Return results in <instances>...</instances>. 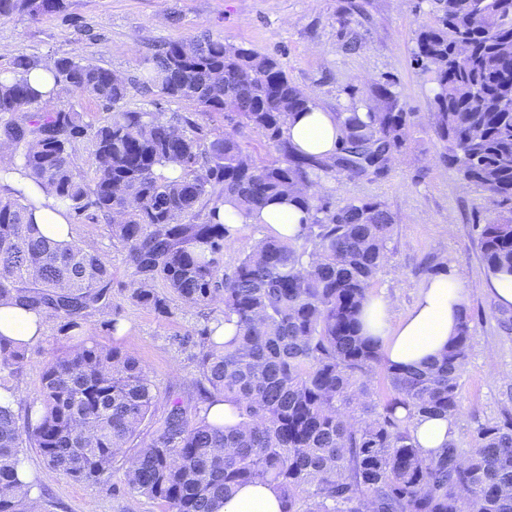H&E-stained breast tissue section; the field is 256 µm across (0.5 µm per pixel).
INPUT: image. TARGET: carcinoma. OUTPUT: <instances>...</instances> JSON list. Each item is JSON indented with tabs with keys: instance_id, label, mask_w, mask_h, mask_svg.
I'll use <instances>...</instances> for the list:
<instances>
[{
	"instance_id": "obj_1",
	"label": "carcinoma",
	"mask_w": 512,
	"mask_h": 512,
	"mask_svg": "<svg viewBox=\"0 0 512 512\" xmlns=\"http://www.w3.org/2000/svg\"><path fill=\"white\" fill-rule=\"evenodd\" d=\"M429 2L436 22L420 29L413 55L433 74V131L487 213L474 231L488 273L512 275V0ZM65 7L0 0V17L39 20ZM38 63L18 56L0 77V140L63 206L107 221L132 269L128 301L164 312L163 287L236 317L227 342L212 329L200 333L197 399L170 401L126 469L130 490L167 512H215L247 484L272 486L282 512H512V412L478 424L468 452L451 438L427 453L414 436L415 417L460 412L469 316L429 363H382L377 343L361 335L360 313L394 218L375 200L336 207L314 192L340 174H387L409 133V113L389 84L368 88L365 113L355 105L336 113V156L320 160L283 139L288 116L311 97L275 56L210 37L168 44L138 86L262 132L279 157L257 164L234 132L206 141L187 115L120 108L129 82L71 53L52 60L56 85L96 98L110 116L94 127L73 109L44 111L25 78ZM84 141L91 181L75 162ZM170 164L179 175L165 173ZM286 195L308 214L301 233L259 240L225 274L232 228L219 206L231 199L247 215ZM8 298L51 311L61 332L84 336L43 364L40 392L29 399L4 383L26 367L25 349L0 340V388L17 406L0 405V512H27L34 482L19 479L22 449H36L51 473L107 480L155 393L134 355L87 336V318L114 308L109 262L75 238L61 248L37 235L21 195L0 197V300ZM377 368L391 391L382 403L371 391ZM198 399L232 404L236 422L199 416Z\"/></svg>"
}]
</instances>
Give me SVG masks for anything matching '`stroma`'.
Masks as SVG:
<instances>
[{
  "mask_svg": "<svg viewBox=\"0 0 512 512\" xmlns=\"http://www.w3.org/2000/svg\"><path fill=\"white\" fill-rule=\"evenodd\" d=\"M433 22L427 0H66L60 15L38 21L23 14L0 18V70L11 69L20 55L47 63L72 52L124 75L131 83L125 108L148 111L151 98L140 92L137 80L156 48L207 35L274 55L289 79L332 113L359 103L372 83H390L411 114L406 148L386 176H341L326 183L324 194L336 205L374 199L393 215L394 233L371 287L396 299L393 318L408 311L430 276L450 272L469 289L471 339L461 411L454 419V437L465 448L478 423L512 411V381L496 375L512 370V312L499 308L486 289L488 275L473 231L483 218L480 198L449 167L432 130V75L415 63L413 51L418 31ZM73 231L87 248L108 258L121 325L119 332H108L101 315L94 314L87 321L89 333L133 354L155 384L154 416L139 427L141 439H149L171 399L194 396L198 372L191 341L222 318V308L189 306L173 294L164 313L132 304L124 297L131 282L126 252L110 238L104 219L83 216ZM70 345L58 323H50L43 340L28 347L27 366L12 386L22 395H37L43 363ZM490 354L496 360L492 367L486 362ZM133 453L129 447L117 455L111 477L96 483L47 474L36 450L24 451L35 472L47 475L39 485L43 512H85L90 505L95 512H164L162 504L126 485Z\"/></svg>",
  "mask_w": 512,
  "mask_h": 512,
  "instance_id": "35a3bbf8",
  "label": "stroma"
}]
</instances>
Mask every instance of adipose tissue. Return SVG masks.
<instances>
[{"label": "adipose tissue", "instance_id": "1", "mask_svg": "<svg viewBox=\"0 0 512 512\" xmlns=\"http://www.w3.org/2000/svg\"><path fill=\"white\" fill-rule=\"evenodd\" d=\"M283 136L304 153L329 157L336 151L341 128L332 113L313 103L307 111L288 119ZM1 188L25 196L41 235L62 245L71 242L73 226L68 210L48 188L35 185L19 158L0 144ZM219 217L233 227L260 224L272 235L292 238L300 233L306 214L296 204L274 201L245 215L227 202L221 206ZM393 307L390 298L367 294L362 332L378 339L386 365L415 367L439 356L455 336L468 307V290L455 275L442 273L422 283L411 309L394 323L389 320ZM51 320L47 311L31 310L11 300L0 301V338L12 344L29 347L38 343ZM218 512H281V503L271 486L249 484L240 487Z\"/></svg>", "mask_w": 512, "mask_h": 512}]
</instances>
